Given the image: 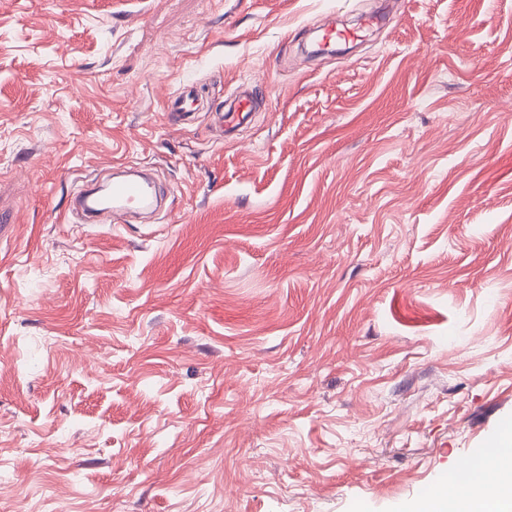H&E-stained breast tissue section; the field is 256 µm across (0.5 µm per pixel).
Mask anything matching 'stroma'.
I'll return each instance as SVG.
<instances>
[{
	"instance_id": "1",
	"label": "stroma",
	"mask_w": 512,
	"mask_h": 512,
	"mask_svg": "<svg viewBox=\"0 0 512 512\" xmlns=\"http://www.w3.org/2000/svg\"><path fill=\"white\" fill-rule=\"evenodd\" d=\"M377 3L0 0V512H412L512 424V0L306 55ZM196 101V89L192 85H184L165 102V110L173 117L184 119L187 113L194 112L191 108ZM112 180V205L103 206L96 197V192L81 187L77 192L78 202L81 203L83 216L88 220L103 210H110L114 219H122L127 213L136 209H153V196L156 193L155 186L148 181L135 178Z\"/></svg>"
}]
</instances>
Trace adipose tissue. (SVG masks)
Returning <instances> with one entry per match:
<instances>
[{
  "instance_id": "obj_1",
  "label": "adipose tissue",
  "mask_w": 512,
  "mask_h": 512,
  "mask_svg": "<svg viewBox=\"0 0 512 512\" xmlns=\"http://www.w3.org/2000/svg\"><path fill=\"white\" fill-rule=\"evenodd\" d=\"M418 512H512V429L437 486Z\"/></svg>"
}]
</instances>
